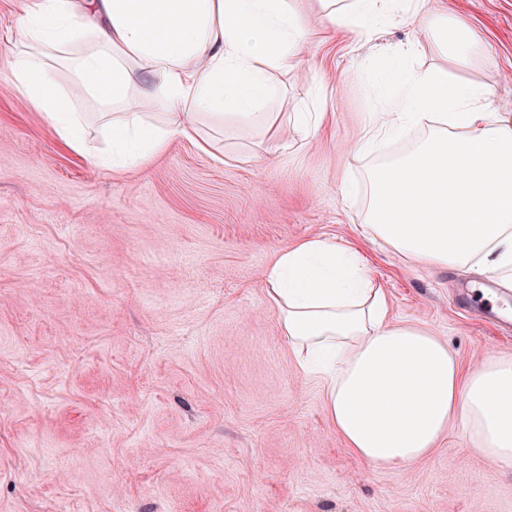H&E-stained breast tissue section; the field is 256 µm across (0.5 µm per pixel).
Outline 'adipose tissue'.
Segmentation results:
<instances>
[{
    "mask_svg": "<svg viewBox=\"0 0 512 512\" xmlns=\"http://www.w3.org/2000/svg\"><path fill=\"white\" fill-rule=\"evenodd\" d=\"M301 0H28L10 32L11 80L79 153L90 102L112 130V169L145 165L172 136L215 152L225 120H259V150L279 148L282 72L319 46ZM321 25L370 39L424 29L441 61L415 64L417 43L374 84L353 158L417 128L406 153L374 166L365 222L393 252L423 267L478 270L512 291V113L488 111L466 72L485 55L447 0H316ZM68 71L59 83L56 63ZM148 100L160 114L147 124ZM266 294L301 364L320 380L330 423L377 469L409 465L459 424L473 447L512 468V356L463 371L447 342L390 318L388 295L355 250L313 238L279 252Z\"/></svg>",
    "mask_w": 512,
    "mask_h": 512,
    "instance_id": "1",
    "label": "adipose tissue"
}]
</instances>
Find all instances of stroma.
I'll use <instances>...</instances> for the list:
<instances>
[{
  "label": "stroma",
  "instance_id": "1",
  "mask_svg": "<svg viewBox=\"0 0 512 512\" xmlns=\"http://www.w3.org/2000/svg\"><path fill=\"white\" fill-rule=\"evenodd\" d=\"M449 5L486 45L470 78L512 113V0ZM23 7L0 0V512H512V468L459 426L401 468L354 456L266 299L278 251L326 238L463 369L512 354L483 276L408 263L363 224L366 195L343 194L364 181L349 147L380 108L372 79L427 33L359 46L304 7L323 47L282 78L287 150L260 154L240 123L219 155L175 136L115 174L19 100L7 34ZM316 89L330 120L303 147L292 115Z\"/></svg>",
  "mask_w": 512,
  "mask_h": 512
}]
</instances>
